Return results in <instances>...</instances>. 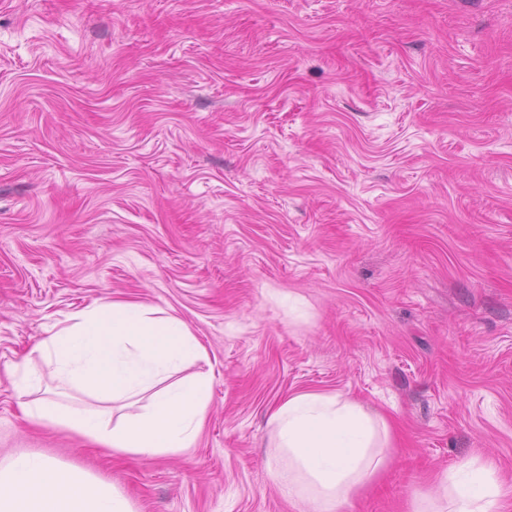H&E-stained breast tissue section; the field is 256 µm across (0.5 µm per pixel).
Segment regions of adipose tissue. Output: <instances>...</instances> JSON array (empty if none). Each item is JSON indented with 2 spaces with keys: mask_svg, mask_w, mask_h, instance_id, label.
<instances>
[{
  "mask_svg": "<svg viewBox=\"0 0 512 512\" xmlns=\"http://www.w3.org/2000/svg\"><path fill=\"white\" fill-rule=\"evenodd\" d=\"M50 395L26 400L24 415L63 425L116 454L154 457L190 447L209 402V380H178L203 355L180 319L136 302H95L35 346ZM87 398L77 404V395ZM117 418H108L103 404ZM276 437L271 478L306 512H343L356 489L384 467L391 434L384 417L340 394L296 393L268 419ZM505 492L491 464L453 467L414 512H503ZM0 512H133L127 498L93 474L41 456L0 458Z\"/></svg>",
  "mask_w": 512,
  "mask_h": 512,
  "instance_id": "obj_1",
  "label": "adipose tissue"
}]
</instances>
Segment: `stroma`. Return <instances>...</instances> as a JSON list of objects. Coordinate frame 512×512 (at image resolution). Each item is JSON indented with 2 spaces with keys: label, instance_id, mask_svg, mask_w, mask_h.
<instances>
[{
  "label": "stroma",
  "instance_id": "35a3bbf8",
  "mask_svg": "<svg viewBox=\"0 0 512 512\" xmlns=\"http://www.w3.org/2000/svg\"><path fill=\"white\" fill-rule=\"evenodd\" d=\"M96 300L204 345L192 447L23 415L8 366ZM300 392L394 425L347 512L475 456L512 485V0H0V456L134 512H299L267 418Z\"/></svg>",
  "mask_w": 512,
  "mask_h": 512
}]
</instances>
